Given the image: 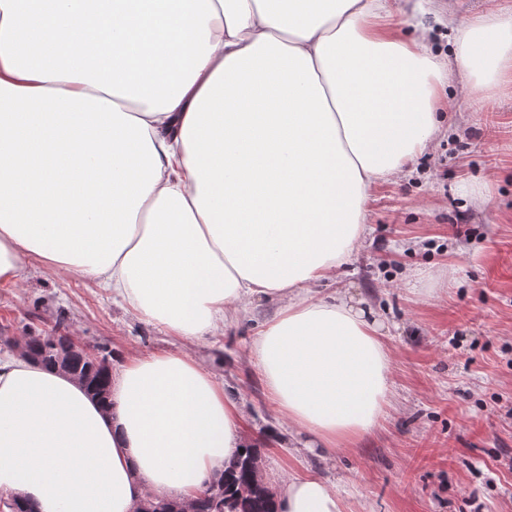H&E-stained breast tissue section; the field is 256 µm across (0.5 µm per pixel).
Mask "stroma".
<instances>
[{
    "label": "stroma",
    "instance_id": "35a3bbf8",
    "mask_svg": "<svg viewBox=\"0 0 512 512\" xmlns=\"http://www.w3.org/2000/svg\"><path fill=\"white\" fill-rule=\"evenodd\" d=\"M512 14V0H431L420 20L433 53L453 57L449 15ZM443 88L448 132L407 175L377 186L369 238L318 298L347 293L383 324L394 399L380 425L330 454L288 433L250 357L278 301L256 304L223 336L179 341L132 319L95 282L32 265L0 283V354L34 332L112 355L113 368L169 351L211 368L242 406L269 488L289 472L335 484L347 512H512V71L479 97ZM482 193L474 206L462 187Z\"/></svg>",
    "mask_w": 512,
    "mask_h": 512
}]
</instances>
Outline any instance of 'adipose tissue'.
I'll return each mask as SVG.
<instances>
[{"instance_id": "1", "label": "adipose tissue", "mask_w": 512, "mask_h": 512, "mask_svg": "<svg viewBox=\"0 0 512 512\" xmlns=\"http://www.w3.org/2000/svg\"><path fill=\"white\" fill-rule=\"evenodd\" d=\"M421 0H0V281L31 263L97 282L180 340L220 335L279 299L251 347L279 413L346 448L390 406L381 324L344 293L314 298L371 233L365 203L445 127L463 93L512 63V16L448 25L453 58L392 11ZM214 373L133 359L100 400L63 370L0 359V492L40 512L190 501L245 447ZM280 512H346L289 473Z\"/></svg>"}]
</instances>
